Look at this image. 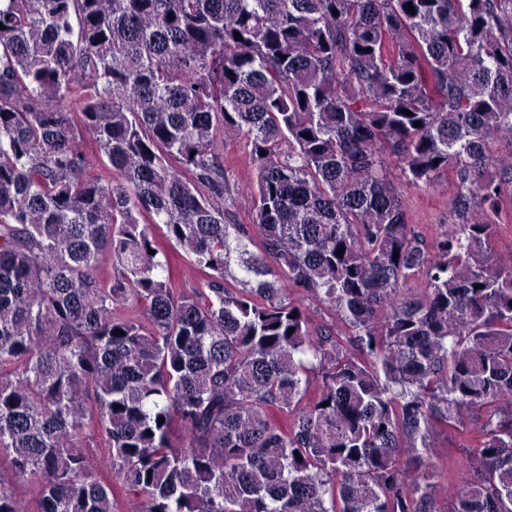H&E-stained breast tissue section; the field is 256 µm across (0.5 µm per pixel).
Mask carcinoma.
<instances>
[{
	"label": "carcinoma",
	"instance_id": "obj_1",
	"mask_svg": "<svg viewBox=\"0 0 512 512\" xmlns=\"http://www.w3.org/2000/svg\"><path fill=\"white\" fill-rule=\"evenodd\" d=\"M0 23V449L37 512H439L402 457L468 412L447 512H512V265L486 257L512 0H0ZM448 171L428 250L398 179ZM0 512H25L2 481ZM218 148L224 152V162L230 166L229 181L235 190L246 192L253 186V171L242 143L233 138H224V143ZM175 279L177 281L176 287L183 292H207L204 281L196 272L193 265L187 260L180 259L177 262ZM293 299L308 311L310 319L315 325L328 324L335 327L339 332H345L346 328L344 324L338 316H336L334 311H331L325 306L313 303L311 300L307 299V297L303 298L301 294L293 296Z\"/></svg>",
	"mask_w": 512,
	"mask_h": 512
}]
</instances>
